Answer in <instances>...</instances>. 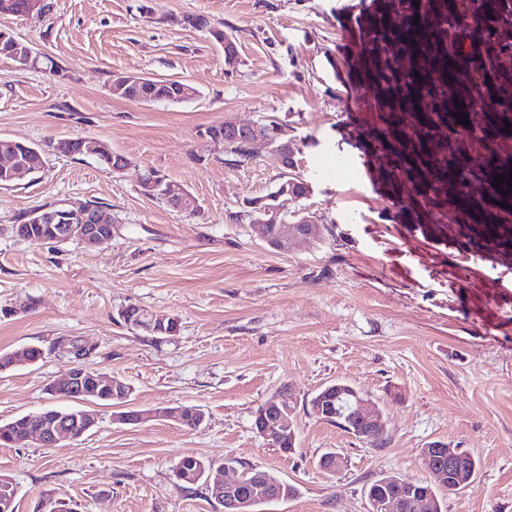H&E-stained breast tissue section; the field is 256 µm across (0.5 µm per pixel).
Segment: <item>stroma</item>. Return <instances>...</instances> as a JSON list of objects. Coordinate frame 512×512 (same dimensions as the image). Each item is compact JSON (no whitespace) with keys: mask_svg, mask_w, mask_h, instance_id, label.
I'll list each match as a JSON object with an SVG mask.
<instances>
[{"mask_svg":"<svg viewBox=\"0 0 512 512\" xmlns=\"http://www.w3.org/2000/svg\"><path fill=\"white\" fill-rule=\"evenodd\" d=\"M48 14L0 15V28L31 44L39 60L0 58V137L45 152V167L0 185V352L34 345L42 359L0 373V423L72 407L48 394L81 365L133 388L136 409L195 406L204 422L112 421L47 446L0 445V475L18 486L19 512L62 501L74 512H221L204 485L180 487L174 468L192 455L221 467L235 458L298 489L265 512H367L364 489L384 475L423 478L420 451L442 440L474 454L473 488L444 495L445 512H512V215L490 219L485 237L454 218L447 188L418 193L372 151L405 114L380 111L364 80L366 58L350 50L384 0H50ZM205 16L238 44L235 67ZM132 74L186 80L198 99L137 103L111 91ZM372 118L359 124L351 105ZM274 119L293 139L309 196L289 213L314 217L317 239L288 251L257 239L238 218L243 199L266 196L283 173L263 146L233 161L207 127ZM77 137L107 142L128 161L119 173L56 151ZM342 155L354 180L313 165ZM158 171L192 194L176 211L143 194ZM92 201L112 210L111 244H33L13 224L32 210ZM135 304L177 321L170 336L127 327ZM73 339L87 358L59 355ZM342 380L377 403L382 443L361 442L315 417L308 405ZM295 404L293 451L270 448L253 429L272 394ZM346 463L321 471L322 454ZM184 23L193 28H205L208 30L213 41L224 48V63L228 67H234L239 61V49L236 41L230 36L225 37L224 30L211 27L208 20L202 15L187 16L184 18Z\"/></svg>","mask_w":512,"mask_h":512,"instance_id":"1","label":"stroma"}]
</instances>
